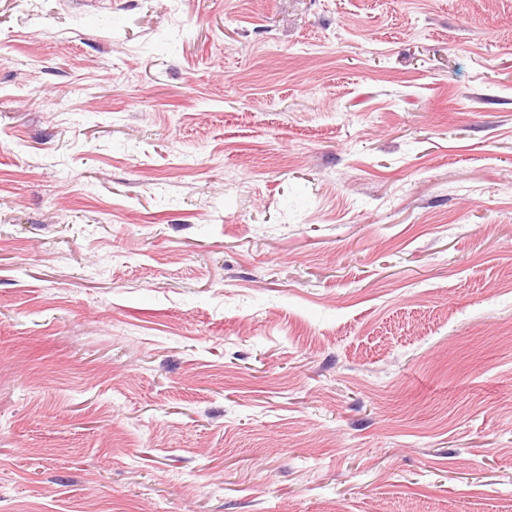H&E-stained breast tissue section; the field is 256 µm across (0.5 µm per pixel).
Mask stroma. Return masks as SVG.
Here are the masks:
<instances>
[{
  "instance_id": "obj_1",
  "label": "stroma",
  "mask_w": 512,
  "mask_h": 512,
  "mask_svg": "<svg viewBox=\"0 0 512 512\" xmlns=\"http://www.w3.org/2000/svg\"><path fill=\"white\" fill-rule=\"evenodd\" d=\"M0 51V512H512V0H0Z\"/></svg>"
}]
</instances>
